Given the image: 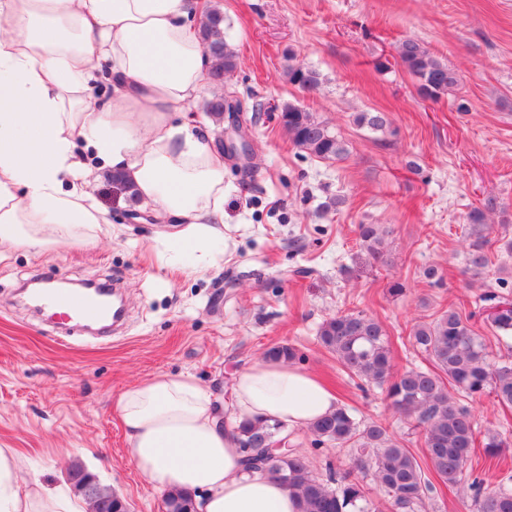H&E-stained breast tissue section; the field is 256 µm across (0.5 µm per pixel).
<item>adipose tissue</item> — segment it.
Here are the masks:
<instances>
[{"instance_id":"ef3b65f1","label":"adipose tissue","mask_w":512,"mask_h":512,"mask_svg":"<svg viewBox=\"0 0 512 512\" xmlns=\"http://www.w3.org/2000/svg\"><path fill=\"white\" fill-rule=\"evenodd\" d=\"M197 15L198 0H0V257L110 237L88 189L106 168L169 222L154 243L162 264L194 275L223 260L224 159L205 144L211 124L190 115L210 85ZM216 407L183 373L132 384L114 410L153 489L194 493L197 512H300L295 495L243 470ZM337 407L318 377L262 358L237 373L229 411L303 431ZM19 471L0 448V512H86L70 492L20 490Z\"/></svg>"}]
</instances>
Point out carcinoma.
Returning a JSON list of instances; mask_svg holds the SVG:
<instances>
[{
  "mask_svg": "<svg viewBox=\"0 0 512 512\" xmlns=\"http://www.w3.org/2000/svg\"><path fill=\"white\" fill-rule=\"evenodd\" d=\"M209 24L198 31L206 53L212 60L211 82L224 85V76L237 67V54L224 33V14L213 10ZM400 64L416 79L422 95L438 99L458 86V77L448 63L433 55L413 39L399 46ZM288 81L302 90L319 84V74L295 61L288 53ZM203 111L217 122L224 120V94L205 101ZM280 121L291 143L301 151L322 160L348 157L347 144L333 134L317 117L302 106L288 104L282 108ZM360 126L374 132L389 130L382 112H362L356 117ZM497 207L489 199L481 208L468 214L470 226L466 247L468 270L476 277L489 264V239L484 235L485 212ZM361 248L366 256L381 266L392 264L387 247L389 230L383 224L358 227ZM493 315L486 316L498 336L512 339V301L490 291L484 295ZM322 346L350 376L379 387L396 414L419 430L428 464L434 475L450 488H465L472 493L477 512H512V489L504 484L491 490L485 483L471 478L469 464L475 448L478 422L475 415L460 403V398H475L491 391L498 403L512 407V362L490 360L484 339L455 308L448 307L438 317L415 324L409 342L429 362V366L410 367L394 373L390 339L384 324L363 311L338 312L327 318L319 329ZM264 355L292 362L296 349L277 343ZM239 439L244 470L261 471L295 494L301 512H365L363 484L346 473L329 472L321 481L311 470L308 456L292 449L263 456L272 442L288 438L286 426L278 421H237L231 426ZM306 434L317 445L349 447L355 451L356 466L370 469L373 480L387 497L393 512H420L425 508L431 481L405 439L390 433L377 422L361 423L351 412L340 407L331 415L313 422ZM512 442L488 428L483 448L487 455L498 456ZM69 476L73 487L89 502L90 512H126L125 501L101 488L95 477L76 464ZM164 501L177 505V512H196L193 495L175 491L165 494Z\"/></svg>",
  "mask_w": 512,
  "mask_h": 512,
  "instance_id": "1",
  "label": "carcinoma"
}]
</instances>
